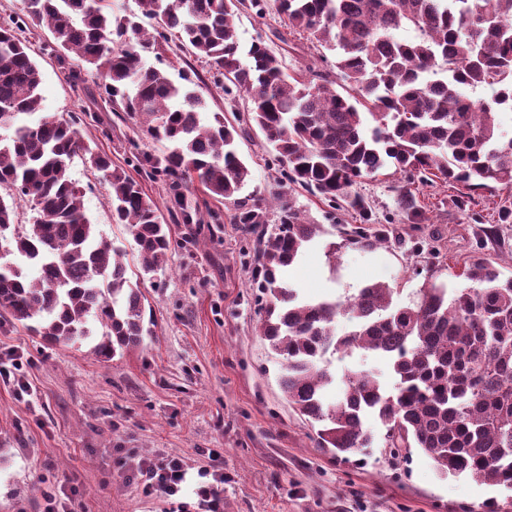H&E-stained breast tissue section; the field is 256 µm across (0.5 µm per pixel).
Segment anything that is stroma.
Returning <instances> with one entry per match:
<instances>
[{"instance_id":"obj_1","label":"stroma","mask_w":512,"mask_h":512,"mask_svg":"<svg viewBox=\"0 0 512 512\" xmlns=\"http://www.w3.org/2000/svg\"><path fill=\"white\" fill-rule=\"evenodd\" d=\"M237 28L243 45L263 41L289 71L304 74L321 64L319 51L289 34L275 6L260 17L242 12ZM22 37L42 72L41 111L82 117L83 137L118 164L134 152L164 151V144L142 138L139 120L99 96V73L44 51L46 30ZM146 59L172 80L190 75L210 111H245L246 98L225 100L208 66L179 41ZM76 69L78 84L70 77ZM237 150L251 169L244 195L265 202L281 192L261 131L238 139ZM71 176L87 188L91 222L138 269L134 242L113 223L107 190L89 164L74 159ZM410 187L390 165L361 180L355 190L389 240L340 247L332 260L326 246L338 241L337 225L354 223L353 212L292 190L294 206L323 232L289 270L290 284L307 299L343 300L385 282L395 287V302L406 305L426 280L456 282L474 257L512 275V223L498 221L499 207H512V190L442 182L412 187L423 221L411 224L399 207ZM223 211V223L195 248H182L185 227L171 224L175 245L166 272L139 284L158 321L143 347L101 363L87 347L50 345L22 325L0 326V357L23 353L31 385L20 401L0 384V512H41V491L50 484L74 491V512H205L195 489L202 473L217 467L224 472V512H476L490 498L501 512H512L511 492L466 477L441 478L417 448L394 460L374 447L361 463L319 448L310 423L282 395L279 360L260 333L258 292L249 286V241L233 222V207ZM130 448L180 458L186 478L178 496L144 495Z\"/></svg>"}]
</instances>
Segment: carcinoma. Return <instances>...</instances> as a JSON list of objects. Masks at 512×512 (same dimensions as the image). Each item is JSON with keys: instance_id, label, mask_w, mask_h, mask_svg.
<instances>
[{"instance_id": "carcinoma-1", "label": "carcinoma", "mask_w": 512, "mask_h": 512, "mask_svg": "<svg viewBox=\"0 0 512 512\" xmlns=\"http://www.w3.org/2000/svg\"><path fill=\"white\" fill-rule=\"evenodd\" d=\"M140 3L157 22L151 32L135 16L115 15L110 0H21L19 13L0 20V321L50 345L87 343L102 362L153 336L157 319L127 276L125 252L85 212V189L70 175L77 157L100 173L112 222L136 244L140 277L164 270L172 251L160 206L138 181L74 122L48 113L30 120L41 72L16 30L32 24L50 32L57 58L73 54L101 73L104 92L144 119L143 136L167 144L140 162L165 182L185 242L197 243L205 223L187 189L194 178L212 199L232 204L234 223L254 235L261 332L282 362L284 397L317 427L320 447L347 455L372 447L371 419L391 457L419 448L445 477L512 492V276L478 258L464 265L467 286L431 281L409 306L394 304L397 289L384 282L344 301L310 302L285 274L322 227L284 200L280 223L268 225L261 204L239 197L251 170L235 148L258 128L287 182L354 211L360 224L340 229L347 245L387 241L385 230L368 227L371 208L354 191L387 165L424 184L435 177L511 189L512 138L499 133L496 109L512 104V0H279L290 31L336 52L331 71L310 79L288 75L261 41L241 45L239 13L261 15L265 0ZM403 26L418 38L399 40ZM171 35L224 77V95L248 98L241 123L207 113L194 89L147 63ZM483 86L498 88L492 100L463 92ZM31 197L40 199L31 222L16 223ZM401 207L413 223L423 216L410 190ZM340 315L351 329L338 335ZM329 352L387 360L393 387L365 370L336 386Z\"/></svg>"}]
</instances>
